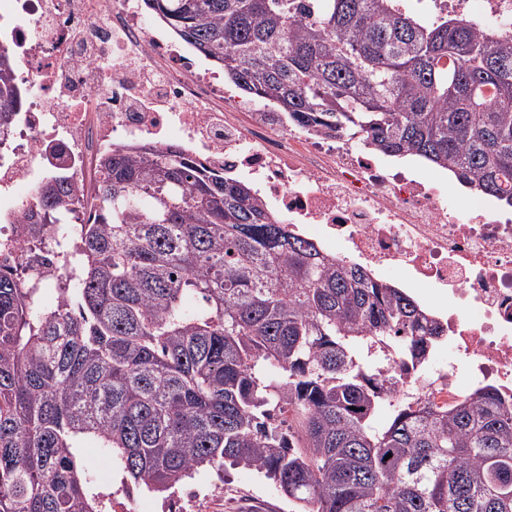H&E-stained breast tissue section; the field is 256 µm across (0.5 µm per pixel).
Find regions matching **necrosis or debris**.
<instances>
[{"mask_svg": "<svg viewBox=\"0 0 512 512\" xmlns=\"http://www.w3.org/2000/svg\"><path fill=\"white\" fill-rule=\"evenodd\" d=\"M431 2L512 39V0ZM0 50L28 90L0 137V264L16 262L23 217L49 172L85 198L104 151L173 144L249 181L283 223L317 231L328 255L446 299L432 379L397 371L393 397L413 388L421 403L445 407L491 387L512 411V209L462 208L465 192L447 171L395 166L361 136H326L274 102L243 100L141 0H0ZM146 68L158 85L142 82Z\"/></svg>", "mask_w": 512, "mask_h": 512, "instance_id": "1", "label": "necrosis or debris"}]
</instances>
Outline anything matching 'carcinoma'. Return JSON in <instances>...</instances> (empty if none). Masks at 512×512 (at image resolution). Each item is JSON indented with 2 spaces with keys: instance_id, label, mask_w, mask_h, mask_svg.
<instances>
[{
  "instance_id": "carcinoma-1",
  "label": "carcinoma",
  "mask_w": 512,
  "mask_h": 512,
  "mask_svg": "<svg viewBox=\"0 0 512 512\" xmlns=\"http://www.w3.org/2000/svg\"><path fill=\"white\" fill-rule=\"evenodd\" d=\"M241 91L416 156L512 206V40L398 0H143ZM0 52V128L26 91ZM91 224L50 173L0 266V512H112L124 487L261 473L298 512H512V412L492 388L393 401L363 357L417 371L445 329L402 289L291 232L174 147L97 159ZM57 264L70 275L53 287ZM50 293L54 303L43 304ZM392 454L387 459L385 455ZM83 462L94 467L100 474L103 475L104 481L101 484H111L112 493L121 492V475H112V466L110 462L98 454L93 444H87L82 454Z\"/></svg>"
}]
</instances>
